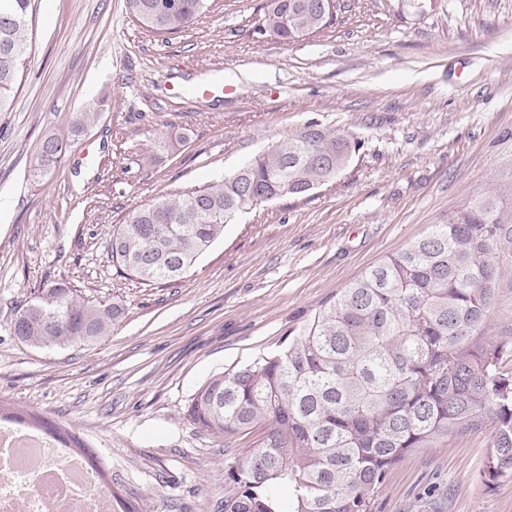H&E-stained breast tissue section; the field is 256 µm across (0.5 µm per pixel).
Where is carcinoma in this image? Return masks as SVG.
<instances>
[{"label":"carcinoma","mask_w":512,"mask_h":512,"mask_svg":"<svg viewBox=\"0 0 512 512\" xmlns=\"http://www.w3.org/2000/svg\"><path fill=\"white\" fill-rule=\"evenodd\" d=\"M147 33L190 28L211 0H126ZM319 0H271L258 29L286 44L328 27ZM38 0H0V112L13 109L31 62ZM98 118L79 112L69 131L43 139L29 179L39 184ZM349 139L316 122L234 174L155 199L112 231L121 273L144 285L176 280L262 202L299 197L333 180ZM512 213L481 194L403 249L366 268L290 331L279 353L204 382L187 408L200 429L224 436L262 429L229 472L221 512H373L387 472L411 451L488 432L483 475L512 474V373L486 336L496 288L512 276ZM63 283L42 286L14 333L38 348L89 345L121 318Z\"/></svg>","instance_id":"obj_1"}]
</instances>
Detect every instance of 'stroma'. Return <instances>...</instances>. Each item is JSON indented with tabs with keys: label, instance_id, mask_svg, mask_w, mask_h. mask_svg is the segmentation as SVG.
Here are the masks:
<instances>
[{
	"label": "stroma",
	"instance_id": "obj_1",
	"mask_svg": "<svg viewBox=\"0 0 512 512\" xmlns=\"http://www.w3.org/2000/svg\"><path fill=\"white\" fill-rule=\"evenodd\" d=\"M267 0H215L188 31H142L125 0H41L32 61L0 112V406L76 434L134 512H220L258 432H201L185 412L206 380L287 344L306 314L483 192L512 202V0H337L293 44L257 29ZM230 85L205 97L199 84ZM95 106L46 184L42 140ZM356 144L336 180L261 204L183 279L117 271L112 231L153 199L233 172L309 122ZM184 134L171 152L159 136ZM117 303L89 345L37 348L13 322L42 283ZM487 337L512 371V278ZM487 435L420 449L373 512H512L486 484Z\"/></svg>",
	"mask_w": 512,
	"mask_h": 512
}]
</instances>
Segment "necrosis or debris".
Instances as JSON below:
<instances>
[{
    "label": "necrosis or debris",
    "instance_id": "necrosis-or-debris-1",
    "mask_svg": "<svg viewBox=\"0 0 512 512\" xmlns=\"http://www.w3.org/2000/svg\"><path fill=\"white\" fill-rule=\"evenodd\" d=\"M0 512H112V498L70 449L4 422Z\"/></svg>",
    "mask_w": 512,
    "mask_h": 512
}]
</instances>
